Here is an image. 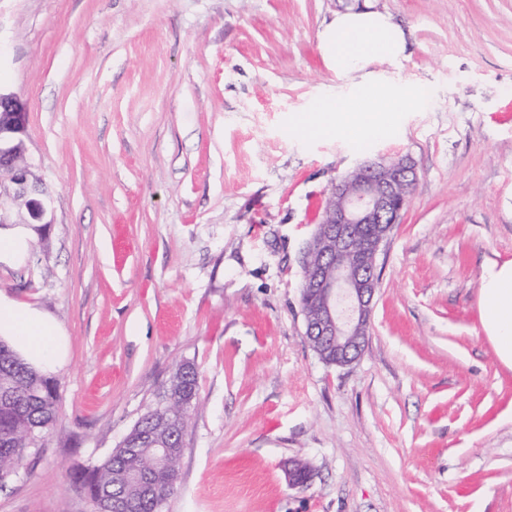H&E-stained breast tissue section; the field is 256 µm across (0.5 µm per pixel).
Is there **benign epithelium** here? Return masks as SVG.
Instances as JSON below:
<instances>
[{"instance_id":"1","label":"benign epithelium","mask_w":512,"mask_h":512,"mask_svg":"<svg viewBox=\"0 0 512 512\" xmlns=\"http://www.w3.org/2000/svg\"><path fill=\"white\" fill-rule=\"evenodd\" d=\"M0 227L50 224V197L36 166L20 160L12 145L24 137L26 109L19 97L0 91ZM418 181L413 161L390 164L370 159L334 184L324 201L322 232L306 243L300 302L305 336L347 367L360 357L369 338L373 300L379 288L377 258L393 225L399 223ZM378 225L374 235L364 233Z\"/></svg>"}]
</instances>
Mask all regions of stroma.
Returning a JSON list of instances; mask_svg holds the SVG:
<instances>
[{
	"label": "stroma",
	"instance_id": "obj_1",
	"mask_svg": "<svg viewBox=\"0 0 512 512\" xmlns=\"http://www.w3.org/2000/svg\"><path fill=\"white\" fill-rule=\"evenodd\" d=\"M350 9L389 15L403 57L327 67L319 34ZM369 79L427 91L394 136L359 152L297 128ZM0 89L27 105L53 198L0 293L70 348L0 512H96L72 469L184 362L198 401L162 512H512V369L479 313L486 262H512V0H0ZM377 156L411 157L418 183L365 349L329 366L302 252L334 183Z\"/></svg>",
	"mask_w": 512,
	"mask_h": 512
}]
</instances>
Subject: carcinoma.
Returning a JSON list of instances; mask_svg holds the SVG:
<instances>
[{"label": "carcinoma", "instance_id": "carcinoma-1", "mask_svg": "<svg viewBox=\"0 0 512 512\" xmlns=\"http://www.w3.org/2000/svg\"><path fill=\"white\" fill-rule=\"evenodd\" d=\"M196 398V369L184 363L171 375L157 406L135 423L121 446L101 464L74 471V481L98 512H160L175 488ZM57 401L55 380L37 373L0 342V482L17 471L27 449L44 437L56 419ZM163 447L169 453L157 467L155 457Z\"/></svg>", "mask_w": 512, "mask_h": 512}]
</instances>
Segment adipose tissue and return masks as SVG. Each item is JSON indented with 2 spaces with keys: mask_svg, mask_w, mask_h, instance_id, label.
Segmentation results:
<instances>
[{
  "mask_svg": "<svg viewBox=\"0 0 512 512\" xmlns=\"http://www.w3.org/2000/svg\"><path fill=\"white\" fill-rule=\"evenodd\" d=\"M327 65L339 73L362 69L379 60H398L405 48L403 30L372 11L337 14L319 44ZM418 87L394 89L376 81L358 84L348 95L320 101L302 118L301 132L336 135L356 150L392 136L400 115L421 102ZM481 320L502 363L512 368V264H489L481 279ZM0 340L34 370L50 375L65 358V336L59 323L32 306L0 298Z\"/></svg>",
  "mask_w": 512,
  "mask_h": 512,
  "instance_id": "adipose-tissue-1",
  "label": "adipose tissue"
}]
</instances>
